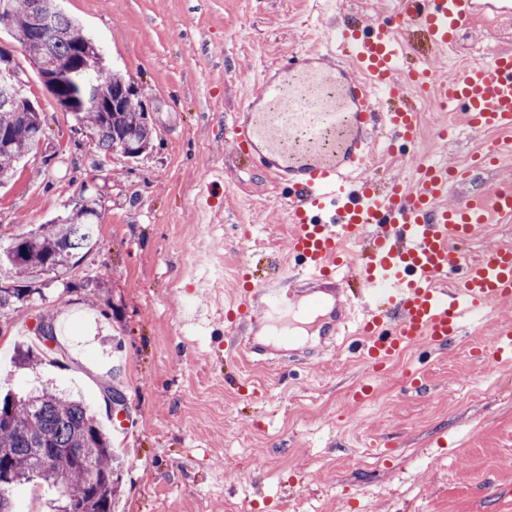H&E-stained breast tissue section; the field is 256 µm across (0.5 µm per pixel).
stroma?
<instances>
[{"label":"stroma","mask_w":512,"mask_h":512,"mask_svg":"<svg viewBox=\"0 0 512 512\" xmlns=\"http://www.w3.org/2000/svg\"><path fill=\"white\" fill-rule=\"evenodd\" d=\"M60 0L107 63L130 77L157 129L138 160L102 156L74 125L10 31L0 27L46 136L0 186V250L99 199L97 245L67 276L41 279L30 303L0 308V388L42 381L80 397L102 422V385L120 363L128 473L118 512H512V365L482 364L493 321L443 351L422 345L374 370L347 337L296 339L277 361L239 370L223 348L241 265L255 282L288 268V224L269 180L229 138L260 65L287 61L315 23L368 25L399 0ZM512 51V21L464 30L445 71ZM419 147L469 172L449 203L512 186V132L467 126L461 108L416 97ZM60 321L63 359L14 362L37 343L39 316ZM122 348L113 352L112 339ZM372 388L365 401L354 385Z\"/></svg>","instance_id":"35a3bbf8"}]
</instances>
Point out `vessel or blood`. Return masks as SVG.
Here are the masks:
<instances>
[{
  "instance_id": "1",
  "label": "vessel or blood",
  "mask_w": 512,
  "mask_h": 512,
  "mask_svg": "<svg viewBox=\"0 0 512 512\" xmlns=\"http://www.w3.org/2000/svg\"><path fill=\"white\" fill-rule=\"evenodd\" d=\"M512 17V0H403L395 23L328 28L326 36L350 46L348 62L335 50H301L275 74L263 75L259 97L245 101L232 134L238 156L287 184L282 205L291 226L295 284L246 287L225 331L228 352L257 357L260 327L342 324L340 303L350 294L361 346L373 364L425 343L443 348L469 321L512 301V246L500 245L472 259L461 249L481 225L512 223V188L492 199L471 195L448 204L447 165L420 160L414 185L388 189L356 178L378 132L416 144L420 115L410 101L423 87L445 104L461 105L468 123L488 131L512 130V53L443 73L429 68L399 78L397 30L420 33L428 54L438 55L479 18ZM284 98L288 112L274 102ZM302 130L307 143L285 146L286 131ZM364 246L356 274L344 273L343 242ZM490 357L512 362V321L498 322Z\"/></svg>"
}]
</instances>
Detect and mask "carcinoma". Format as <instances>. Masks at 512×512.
<instances>
[{
	"mask_svg": "<svg viewBox=\"0 0 512 512\" xmlns=\"http://www.w3.org/2000/svg\"><path fill=\"white\" fill-rule=\"evenodd\" d=\"M34 0H0L9 5L5 26L20 43L31 62L39 69L44 84L47 76H57L52 95L80 129L89 133L106 154L118 152L137 158L153 144L156 129L140 103L116 100L122 86L134 87L120 72L105 64L103 49L90 37L79 33V24L65 13L58 0H44L50 9L49 36L32 12ZM91 86L99 106L84 99L72 74ZM25 107L0 97V131L6 140L0 143V183L10 180L18 162L36 147L43 127L38 107L27 96ZM92 198L80 196L69 213L57 220L14 238L4 252L3 261L30 280L44 275L56 278L73 270L77 255L97 242L100 213ZM35 290L0 281V307L25 302ZM0 405H8L13 420L0 422V512H12L9 492L25 482L40 480L54 491L52 512H71L75 506L83 512H112L121 496L124 462L120 450L112 447V438L90 414L84 403L65 395L54 386L42 384L24 395L10 392L0 395ZM73 448L91 461L75 465L63 473L53 463L37 460Z\"/></svg>",
	"mask_w": 512,
	"mask_h": 512,
	"instance_id": "obj_1",
	"label": "carcinoma"
}]
</instances>
